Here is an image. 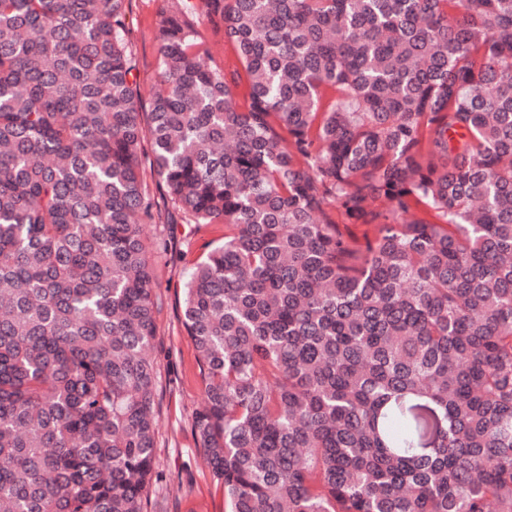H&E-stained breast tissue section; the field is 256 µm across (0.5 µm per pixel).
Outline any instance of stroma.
I'll return each mask as SVG.
<instances>
[{"instance_id":"35a3bbf8","label":"stroma","mask_w":512,"mask_h":512,"mask_svg":"<svg viewBox=\"0 0 512 512\" xmlns=\"http://www.w3.org/2000/svg\"><path fill=\"white\" fill-rule=\"evenodd\" d=\"M128 7L134 79L147 98L160 82L159 22L162 14L174 9L175 0H129ZM144 232L160 242L151 250L150 262L163 299L157 317L158 341L151 352L162 397L153 508L155 512H224L223 495L191 430L192 415L203 398L194 382L196 351L182 324L184 284L191 263L206 244L218 241L221 232L181 221L149 224Z\"/></svg>"}]
</instances>
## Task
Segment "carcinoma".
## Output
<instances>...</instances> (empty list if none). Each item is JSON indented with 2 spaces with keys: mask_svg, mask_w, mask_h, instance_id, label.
Here are the masks:
<instances>
[{
  "mask_svg": "<svg viewBox=\"0 0 512 512\" xmlns=\"http://www.w3.org/2000/svg\"><path fill=\"white\" fill-rule=\"evenodd\" d=\"M125 2L0 0V512H147V151L224 512H512V0H183L147 110ZM195 25L200 33L209 41H211V51L215 58L224 60L226 47L224 46V36L222 32L216 33L213 22L204 14H197L193 17ZM336 222L339 225L340 231L344 238L350 241V243L356 247L364 245L367 239L373 240L378 234L379 224L383 222L382 219L371 221L368 218V224H348L344 223L343 218L336 213Z\"/></svg>",
  "mask_w": 512,
  "mask_h": 512,
  "instance_id": "1",
  "label": "carcinoma"
}]
</instances>
